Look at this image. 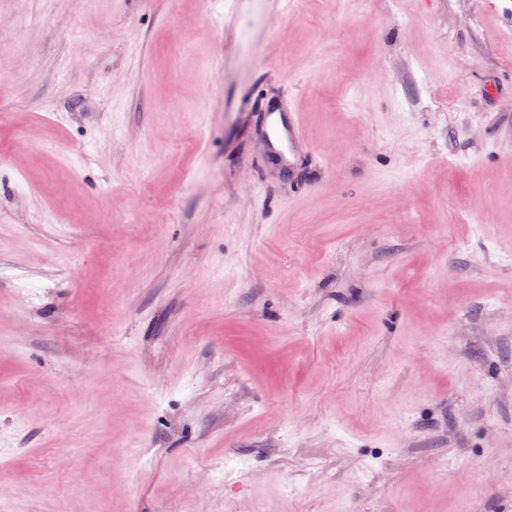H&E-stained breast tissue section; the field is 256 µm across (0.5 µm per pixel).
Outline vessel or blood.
Masks as SVG:
<instances>
[{"label": "vessel or blood", "mask_w": 512, "mask_h": 512, "mask_svg": "<svg viewBox=\"0 0 512 512\" xmlns=\"http://www.w3.org/2000/svg\"><path fill=\"white\" fill-rule=\"evenodd\" d=\"M261 123L265 132L268 162L280 169L293 168L297 161L296 148L306 141L301 113L271 102L262 114Z\"/></svg>", "instance_id": "obj_1"}]
</instances>
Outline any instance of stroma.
<instances>
[{"label":"stroma","instance_id":"35a3bbf8","mask_svg":"<svg viewBox=\"0 0 512 512\" xmlns=\"http://www.w3.org/2000/svg\"><path fill=\"white\" fill-rule=\"evenodd\" d=\"M0 512H512V0H0ZM265 132L268 162L279 169H287L288 174L297 161L296 147L306 141L301 112L295 108H282L270 102L261 117Z\"/></svg>","mask_w":512,"mask_h":512}]
</instances>
